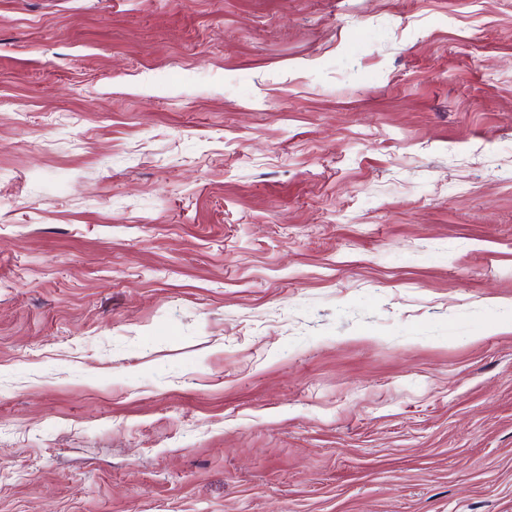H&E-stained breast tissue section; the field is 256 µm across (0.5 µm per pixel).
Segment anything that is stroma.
I'll return each instance as SVG.
<instances>
[{
	"instance_id": "35a3bbf8",
	"label": "stroma",
	"mask_w": 512,
	"mask_h": 512,
	"mask_svg": "<svg viewBox=\"0 0 512 512\" xmlns=\"http://www.w3.org/2000/svg\"><path fill=\"white\" fill-rule=\"evenodd\" d=\"M0 512H512V0H0Z\"/></svg>"
}]
</instances>
